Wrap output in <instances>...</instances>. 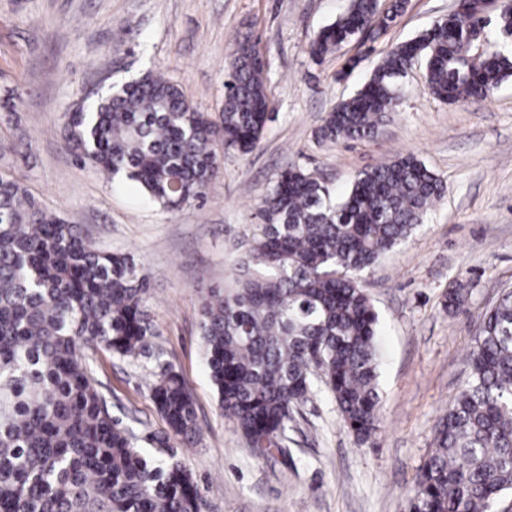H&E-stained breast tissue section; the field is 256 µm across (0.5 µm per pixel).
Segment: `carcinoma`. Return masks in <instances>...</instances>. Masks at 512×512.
<instances>
[{
  "label": "carcinoma",
  "instance_id": "carcinoma-1",
  "mask_svg": "<svg viewBox=\"0 0 512 512\" xmlns=\"http://www.w3.org/2000/svg\"><path fill=\"white\" fill-rule=\"evenodd\" d=\"M379 14V0H350L310 42V56L322 60ZM491 25L500 44L476 61L471 50ZM231 56L218 118L149 71L71 111L67 149L95 171L137 182L164 210L202 197L221 174L220 152H253L271 120L251 38L238 39ZM420 59L436 99L490 97L512 77V3L488 14L484 0H457L448 21L389 50L361 89L326 113L317 137L377 136L398 80ZM444 192L406 155L359 172L337 202L300 168L261 195L262 223L251 225L235 286L205 298L200 323L218 404L253 446L281 450L295 406L317 381L357 440L376 432L379 314L357 276L407 239ZM148 292L132 255L102 250L80 225L44 211L20 180L0 177V512H203L185 462L138 445L87 362L91 349L123 358L145 350L156 335ZM465 365L409 512H492L512 492L511 290L484 317ZM150 392L170 433L194 446L195 404L170 364Z\"/></svg>",
  "mask_w": 512,
  "mask_h": 512
}]
</instances>
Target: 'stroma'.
<instances>
[{
	"label": "stroma",
	"instance_id": "obj_1",
	"mask_svg": "<svg viewBox=\"0 0 512 512\" xmlns=\"http://www.w3.org/2000/svg\"><path fill=\"white\" fill-rule=\"evenodd\" d=\"M454 0H408L372 42L352 40L322 61L309 44L349 0H0V172L19 177L51 213L100 247L133 254L157 330L149 354H91L113 417L153 452L181 457L205 512H408L434 427L456 395L485 314L512 290V78L484 100L444 103L423 66L378 137L319 140L322 119L356 92L394 45L444 18ZM258 38L273 120L249 155L226 151L203 198L168 212L139 187L83 165L64 146L66 114L111 85L164 73L200 111L224 104L236 39ZM356 59L344 71L348 59ZM416 156L445 195L412 235L362 275L381 322L382 402L376 434L358 444L325 390L298 405L287 452L264 456L220 411L199 332L204 298L227 287L260 196L302 168L332 194L380 162ZM463 310L444 306L455 283ZM171 364L196 407L199 442L180 447L149 386Z\"/></svg>",
	"mask_w": 512,
	"mask_h": 512
}]
</instances>
